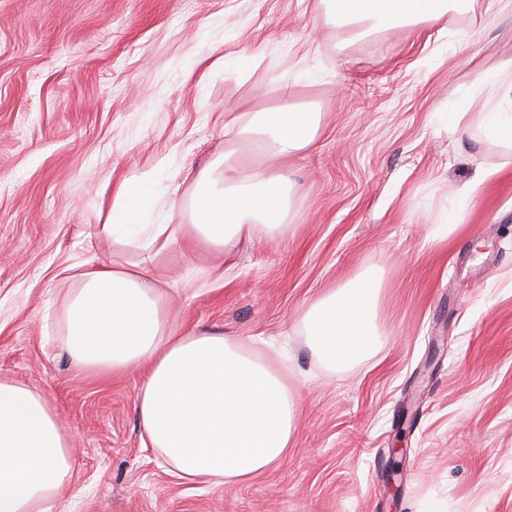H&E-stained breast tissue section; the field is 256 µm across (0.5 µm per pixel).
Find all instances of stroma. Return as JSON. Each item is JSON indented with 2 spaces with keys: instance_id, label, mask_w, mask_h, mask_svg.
<instances>
[{
  "instance_id": "1",
  "label": "stroma",
  "mask_w": 512,
  "mask_h": 512,
  "mask_svg": "<svg viewBox=\"0 0 512 512\" xmlns=\"http://www.w3.org/2000/svg\"><path fill=\"white\" fill-rule=\"evenodd\" d=\"M316 2L0 0V377L41 390L72 438L58 512H512V151L480 132L487 96L462 94L512 59V5L352 41ZM215 47L238 68H211ZM284 98L324 114L292 162L293 232L221 256L180 240L160 262L175 326L256 354L287 334L297 433L252 481L196 485L143 447L138 372L73 364L64 298L92 257L148 259L95 234L114 186L153 173L151 223H186L225 115ZM484 169L447 231L449 197ZM366 270L383 345L330 370L302 317Z\"/></svg>"
}]
</instances>
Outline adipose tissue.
<instances>
[{"mask_svg": "<svg viewBox=\"0 0 512 512\" xmlns=\"http://www.w3.org/2000/svg\"><path fill=\"white\" fill-rule=\"evenodd\" d=\"M473 0H319L328 22L362 40L395 28H415L447 14H465ZM492 102L482 130L512 149V61L485 70L476 84ZM322 114L288 101L227 123L232 145L198 169L189 221L151 224V174L124 182L101 236L153 255L127 270L90 262L65 299L63 331L80 369L141 373L134 409L142 444L177 475L202 485L245 483L287 458L296 429L295 389L267 360L234 338L197 327L175 328L167 295L156 285L155 260L178 238L221 252L253 237H285L293 182L285 163L310 146ZM260 147L268 166L245 169L239 147ZM382 280L364 272L327 290L302 322L314 354L336 368L370 355L378 343ZM74 466L71 439L45 395L0 378V512H55L56 495Z\"/></svg>", "mask_w": 512, "mask_h": 512, "instance_id": "adipose-tissue-1", "label": "adipose tissue"}]
</instances>
